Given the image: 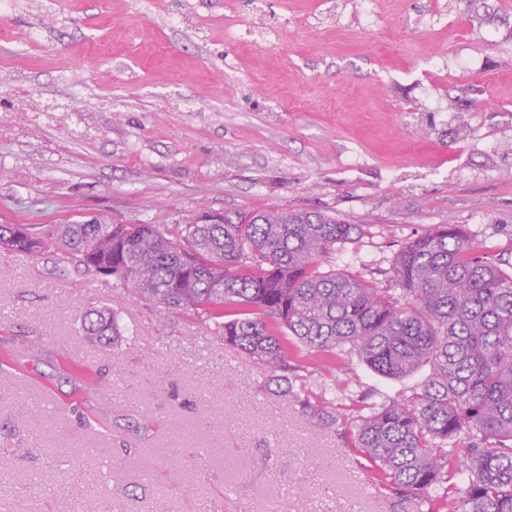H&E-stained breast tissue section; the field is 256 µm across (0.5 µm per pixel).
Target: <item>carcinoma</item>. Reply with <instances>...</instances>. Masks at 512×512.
<instances>
[{"label": "carcinoma", "instance_id": "1", "mask_svg": "<svg viewBox=\"0 0 512 512\" xmlns=\"http://www.w3.org/2000/svg\"><path fill=\"white\" fill-rule=\"evenodd\" d=\"M0 250L110 278L165 310L212 322L224 341L276 374L280 392L324 428L354 425L371 483L427 512H512V274L504 249L456 224L406 239L390 268L397 292L321 270L363 234L321 212L203 211L188 224H45ZM84 335L121 336L112 310L94 309ZM356 355L393 379L429 374L409 394L341 412L294 373L302 360L331 374ZM65 369L97 382L83 363Z\"/></svg>", "mask_w": 512, "mask_h": 512}]
</instances>
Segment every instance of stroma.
<instances>
[{"mask_svg":"<svg viewBox=\"0 0 512 512\" xmlns=\"http://www.w3.org/2000/svg\"><path fill=\"white\" fill-rule=\"evenodd\" d=\"M369 5L17 0L0 24V225L321 211L365 229L330 269L382 288L394 243L436 225L512 242V0ZM0 267V512H421L193 313L48 257ZM102 306L114 348L80 330ZM427 374L353 356L326 396L394 398Z\"/></svg>","mask_w":512,"mask_h":512,"instance_id":"obj_1","label":"stroma"}]
</instances>
